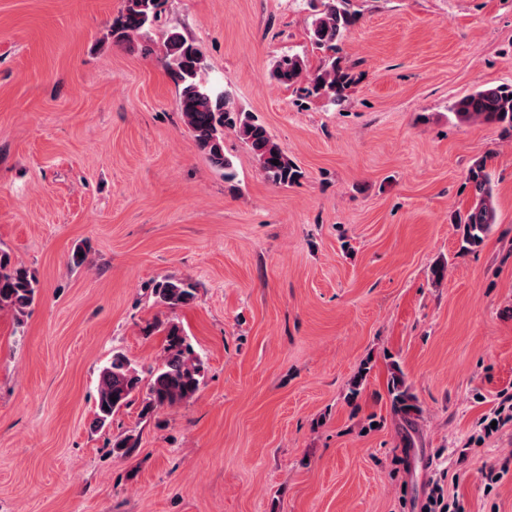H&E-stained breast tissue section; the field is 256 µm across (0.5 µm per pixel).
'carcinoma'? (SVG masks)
I'll return each mask as SVG.
<instances>
[{
  "mask_svg": "<svg viewBox=\"0 0 512 512\" xmlns=\"http://www.w3.org/2000/svg\"><path fill=\"white\" fill-rule=\"evenodd\" d=\"M312 19L308 39L313 48L336 51L353 25L355 13L351 0H310ZM162 0H123L121 14L112 26V42L116 45L139 39L144 47L159 38L165 48L167 70L178 89V105L183 121L198 149L212 164L228 172L232 162L224 154V131L232 130L252 152L266 177L275 185L291 186L299 182L303 172L286 155L264 125L245 111L229 90H214L205 77L207 64L200 48L193 40L175 29L156 32L155 23L161 14ZM271 77L291 86L308 78L311 94L325 98L331 104L342 101L347 75L339 60L330 56L319 67L308 71L304 58L298 54H282L276 59ZM450 111L460 121L482 120L512 129V85L485 87L457 100ZM279 164L274 165L272 161ZM473 203L465 215L457 220L462 247L480 246L497 221L494 189L490 173L483 164L468 172ZM40 291L38 278L26 267L12 262L8 252L0 249V310H9L17 316L25 314ZM156 302L170 309L189 304L195 298L193 286L181 279L165 278L153 288ZM147 334L162 335L160 362L143 376L122 351L115 350L101 369L93 427L105 428L121 410L141 400L140 414L173 408L193 399L199 392L205 366L187 334L178 322L150 323ZM391 378L387 392L391 409L399 416L405 428L415 424L418 408L400 373L399 363H390ZM138 437L125 434L117 437L113 447L124 455L136 452Z\"/></svg>",
  "mask_w": 512,
  "mask_h": 512,
  "instance_id": "obj_1",
  "label": "carcinoma"
}]
</instances>
